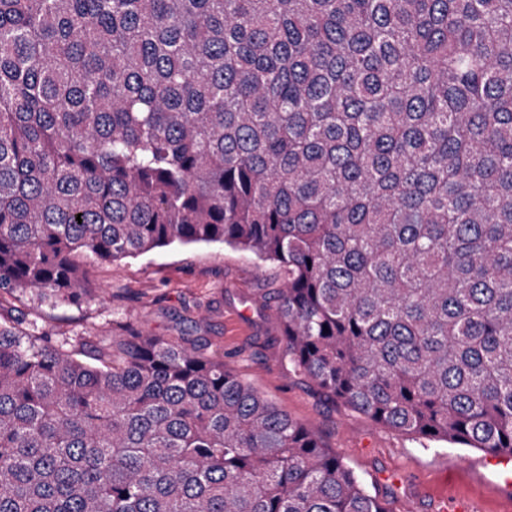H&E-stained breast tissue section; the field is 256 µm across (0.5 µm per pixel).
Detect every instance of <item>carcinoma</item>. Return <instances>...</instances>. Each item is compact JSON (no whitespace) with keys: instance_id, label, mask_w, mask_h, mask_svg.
Listing matches in <instances>:
<instances>
[{"instance_id":"1","label":"carcinoma","mask_w":512,"mask_h":512,"mask_svg":"<svg viewBox=\"0 0 512 512\" xmlns=\"http://www.w3.org/2000/svg\"><path fill=\"white\" fill-rule=\"evenodd\" d=\"M199 244L326 397L511 459L512 0H0V299ZM0 512L387 510L200 338L9 314Z\"/></svg>"}]
</instances>
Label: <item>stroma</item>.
Returning <instances> with one entry per match:
<instances>
[{
  "mask_svg": "<svg viewBox=\"0 0 512 512\" xmlns=\"http://www.w3.org/2000/svg\"><path fill=\"white\" fill-rule=\"evenodd\" d=\"M90 272L93 287L104 291L102 302L48 307L27 294L12 301L14 314L59 338L103 340L126 322L147 336L200 337L227 370L338 450L390 512H445L451 503L512 512V492L496 486L500 467L483 452L412 440L327 400L289 370L274 303L261 297L277 280L273 265L224 246L189 245L95 262Z\"/></svg>",
  "mask_w": 512,
  "mask_h": 512,
  "instance_id": "35a3bbf8",
  "label": "stroma"
}]
</instances>
